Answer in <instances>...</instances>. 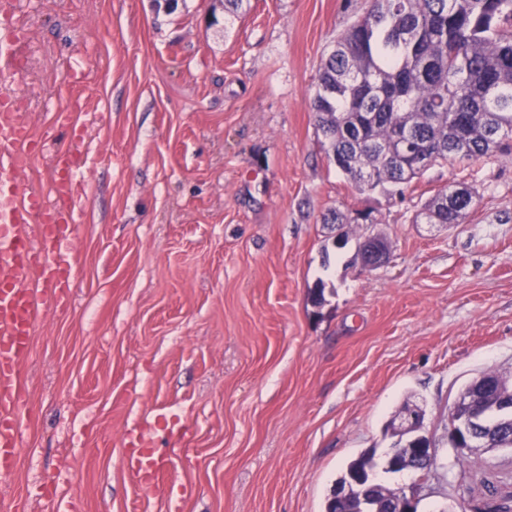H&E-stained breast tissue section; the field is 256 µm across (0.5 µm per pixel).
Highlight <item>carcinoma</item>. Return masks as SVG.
I'll list each match as a JSON object with an SVG mask.
<instances>
[{"label":"carcinoma","instance_id":"cac0c4a2","mask_svg":"<svg viewBox=\"0 0 512 512\" xmlns=\"http://www.w3.org/2000/svg\"><path fill=\"white\" fill-rule=\"evenodd\" d=\"M313 101L336 167L359 191L409 184L430 166L471 160L512 141V0H373L323 61ZM428 163L402 159L424 144ZM474 190L438 191L415 220L461 224ZM487 396L512 401V376L488 370ZM375 449L351 459L337 482L376 478Z\"/></svg>","mask_w":512,"mask_h":512}]
</instances>
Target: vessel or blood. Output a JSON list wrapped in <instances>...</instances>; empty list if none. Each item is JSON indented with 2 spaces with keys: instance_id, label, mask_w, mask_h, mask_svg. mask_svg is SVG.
I'll list each match as a JSON object with an SVG mask.
<instances>
[{
  "instance_id": "vessel-or-blood-1",
  "label": "vessel or blood",
  "mask_w": 512,
  "mask_h": 512,
  "mask_svg": "<svg viewBox=\"0 0 512 512\" xmlns=\"http://www.w3.org/2000/svg\"><path fill=\"white\" fill-rule=\"evenodd\" d=\"M22 36L9 11H0V50ZM19 104L0 99V473L20 457L22 373L31 357V338L46 307H64L73 283V224L84 189L73 171L77 145L53 157L51 196L28 190L23 179L39 143L23 121ZM123 462L148 489L158 488L164 460L154 449L152 430L133 426L123 434Z\"/></svg>"
}]
</instances>
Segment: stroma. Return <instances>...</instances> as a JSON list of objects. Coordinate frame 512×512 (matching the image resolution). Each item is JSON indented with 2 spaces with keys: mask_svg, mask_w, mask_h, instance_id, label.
I'll list each match as a JSON object with an SVG mask.
<instances>
[{
  "mask_svg": "<svg viewBox=\"0 0 512 512\" xmlns=\"http://www.w3.org/2000/svg\"><path fill=\"white\" fill-rule=\"evenodd\" d=\"M372 0H19L14 93L47 149L84 75L86 186L72 299L46 309L22 395L20 512H323L342 468L385 454L405 399L436 468L418 512L512 499V451L459 465L448 409L478 374H512V153L358 191L312 100L322 61ZM463 224L414 217L448 185ZM369 213L338 245L331 213ZM387 262L365 269L358 235ZM159 491L122 465L124 427L158 415ZM54 483L53 498L40 488Z\"/></svg>",
  "mask_w": 512,
  "mask_h": 512,
  "instance_id": "35a3bbf8",
  "label": "stroma"
}]
</instances>
